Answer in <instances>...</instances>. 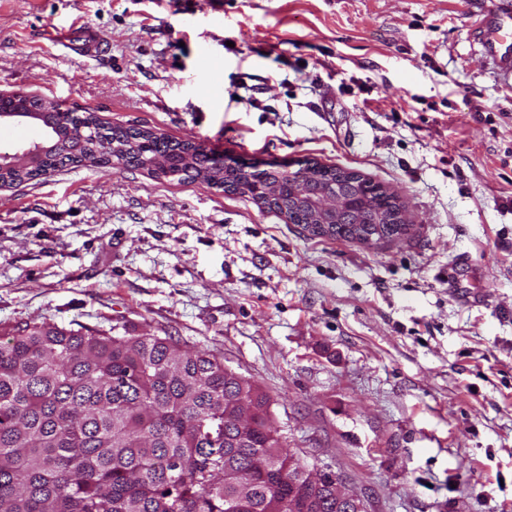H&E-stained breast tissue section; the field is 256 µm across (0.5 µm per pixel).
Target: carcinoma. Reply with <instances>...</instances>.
<instances>
[{"mask_svg": "<svg viewBox=\"0 0 512 512\" xmlns=\"http://www.w3.org/2000/svg\"><path fill=\"white\" fill-rule=\"evenodd\" d=\"M47 125L84 130L99 146L116 143L117 160L167 177L157 159L172 162L180 180L213 169L228 193H244L241 170L215 168V153L192 151L147 130L103 124L57 101ZM95 163L47 155L52 171ZM289 224H309L311 213L287 198L265 202ZM331 236L377 242L390 229L377 210ZM247 448H224V396L239 390L224 363L189 351L170 336L98 329L66 330L42 321L0 336V512H277L288 503V445L267 432L270 400L255 385ZM245 479L247 493L224 486V454Z\"/></svg>", "mask_w": 512, "mask_h": 512, "instance_id": "obj_1", "label": "carcinoma"}]
</instances>
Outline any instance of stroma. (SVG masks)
Returning <instances> with one entry per match:
<instances>
[{
	"mask_svg": "<svg viewBox=\"0 0 512 512\" xmlns=\"http://www.w3.org/2000/svg\"><path fill=\"white\" fill-rule=\"evenodd\" d=\"M492 0H0V93L393 192L317 237L201 180L67 167L0 188V335L127 327L223 358L366 512H512V79ZM86 27L100 57L63 47ZM475 38L491 59L497 72L512 77V11L481 15L474 29ZM511 46V52H510Z\"/></svg>",
	"mask_w": 512,
	"mask_h": 512,
	"instance_id": "35a3bbf8",
	"label": "stroma"
}]
</instances>
